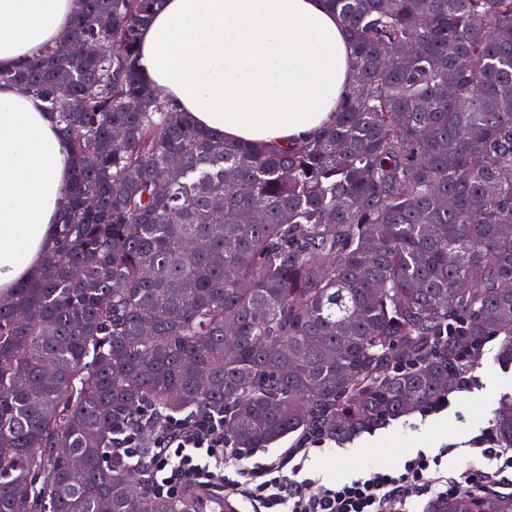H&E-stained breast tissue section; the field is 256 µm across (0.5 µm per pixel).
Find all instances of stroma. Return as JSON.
I'll return each mask as SVG.
<instances>
[{
	"instance_id": "obj_1",
	"label": "stroma",
	"mask_w": 512,
	"mask_h": 512,
	"mask_svg": "<svg viewBox=\"0 0 512 512\" xmlns=\"http://www.w3.org/2000/svg\"><path fill=\"white\" fill-rule=\"evenodd\" d=\"M496 353L487 344L471 374V387L450 394L444 409L415 412L364 433L354 442L313 449L307 467L326 481L393 467L418 451L436 452L449 443L465 445L493 430V410L500 398L512 395V371L492 369Z\"/></svg>"
}]
</instances>
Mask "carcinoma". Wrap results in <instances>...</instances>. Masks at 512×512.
I'll use <instances>...</instances> for the list:
<instances>
[{
    "instance_id": "1",
    "label": "carcinoma",
    "mask_w": 512,
    "mask_h": 512,
    "mask_svg": "<svg viewBox=\"0 0 512 512\" xmlns=\"http://www.w3.org/2000/svg\"><path fill=\"white\" fill-rule=\"evenodd\" d=\"M80 2L58 44L0 70L56 113L73 163L52 247L0 293V512H216L103 461L147 408L222 415L237 448L314 427L343 443L456 391L491 342L508 368L512 0H328L355 81L330 125L279 149L225 141L143 79L164 0ZM493 416L512 448L511 396Z\"/></svg>"
}]
</instances>
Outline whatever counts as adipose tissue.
I'll use <instances>...</instances> for the list:
<instances>
[{"instance_id": "ef3b65f1", "label": "adipose tissue", "mask_w": 512, "mask_h": 512, "mask_svg": "<svg viewBox=\"0 0 512 512\" xmlns=\"http://www.w3.org/2000/svg\"><path fill=\"white\" fill-rule=\"evenodd\" d=\"M77 0H0V69L55 44ZM144 79L229 141L281 147L333 121L352 44L326 0H165L140 40ZM73 167L55 113L0 85V291L52 245Z\"/></svg>"}]
</instances>
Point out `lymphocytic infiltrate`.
Returning a JSON list of instances; mask_svg holds the SVG:
<instances>
[{
  "label": "lymphocytic infiltrate",
  "mask_w": 512,
  "mask_h": 512,
  "mask_svg": "<svg viewBox=\"0 0 512 512\" xmlns=\"http://www.w3.org/2000/svg\"><path fill=\"white\" fill-rule=\"evenodd\" d=\"M325 443V435L312 429L276 459L246 471L239 466L244 451L225 436L222 418L195 410L171 418L150 410L119 424L109 453L113 465L144 474L157 494L195 489L247 504L250 512H413L424 495L493 492L512 471V448L496 447L488 433L470 450L489 460L486 468L448 474L442 466L448 451L442 448L434 456L421 452L399 467L329 484L305 468L311 450Z\"/></svg>",
  "instance_id": "lymphocytic-infiltrate-1"
}]
</instances>
